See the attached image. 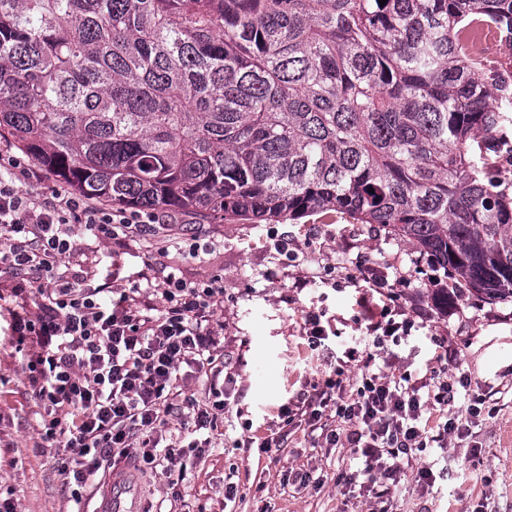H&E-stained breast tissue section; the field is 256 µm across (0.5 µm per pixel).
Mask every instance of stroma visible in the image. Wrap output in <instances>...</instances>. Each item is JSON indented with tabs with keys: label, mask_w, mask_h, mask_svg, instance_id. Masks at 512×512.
I'll list each match as a JSON object with an SVG mask.
<instances>
[{
	"label": "stroma",
	"mask_w": 512,
	"mask_h": 512,
	"mask_svg": "<svg viewBox=\"0 0 512 512\" xmlns=\"http://www.w3.org/2000/svg\"><path fill=\"white\" fill-rule=\"evenodd\" d=\"M208 243L196 258L179 260L185 278L224 279V360L238 375L235 399L224 413V436L186 463L138 478L145 512H512V302L462 290L448 307L433 296L442 274L413 244L376 224L307 216L280 224L201 220ZM66 231L76 244L69 267L88 259L111 264L112 245L79 224ZM182 225L150 238L132 235L125 245L119 287L145 266L177 257ZM287 236L292 253L276 252L272 238ZM381 275L392 295L395 320L411 327L397 339L374 345L360 305L364 271ZM306 288L296 290L295 279ZM324 313L332 330L325 346L310 350L304 336L307 312ZM8 312L0 311V503L11 512H75L77 499L99 498V481L82 491L67 483L63 468L71 449L42 440L43 407L32 394L28 370L16 354ZM453 350L435 361L434 337ZM372 352L371 364L350 357ZM395 366L411 379L455 382L486 394L493 413L469 416L463 395L451 412L460 434L446 447L428 448L401 462L399 481L378 498L379 476L362 475L351 449L315 442L301 427L288 429L282 447L266 453L247 440L276 428L277 413L297 391L323 382L336 368L347 381ZM310 471L308 487L286 482L291 469ZM431 481H423L421 469ZM236 485L225 501L226 483Z\"/></svg>",
	"instance_id": "obj_1"
}]
</instances>
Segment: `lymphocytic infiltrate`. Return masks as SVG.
<instances>
[{
  "label": "lymphocytic infiltrate",
  "mask_w": 512,
  "mask_h": 512,
  "mask_svg": "<svg viewBox=\"0 0 512 512\" xmlns=\"http://www.w3.org/2000/svg\"><path fill=\"white\" fill-rule=\"evenodd\" d=\"M44 178L11 145L0 147V301L8 304L15 350L27 359L29 386L48 407L44 441L73 449L77 461L67 476L79 487L114 460L154 470L196 451L203 436L218 435L236 385L234 371L216 359L224 346L219 278L190 281L168 264L128 288L107 277L95 282L88 271L64 276L74 244L63 225L81 224L112 241L117 271L130 232L156 234L178 218L115 210L59 190L36 200L20 186ZM184 365L209 371L208 402L179 386ZM454 399L448 383H416L389 370L363 376L351 390L343 379L327 378L282 405L278 417L282 426L302 422L321 432L330 447L358 449L362 473L389 481L401 460L457 430L453 417L432 439L421 427L427 411ZM173 422L187 433L186 447L164 444Z\"/></svg>",
  "instance_id": "f902f5d3"
}]
</instances>
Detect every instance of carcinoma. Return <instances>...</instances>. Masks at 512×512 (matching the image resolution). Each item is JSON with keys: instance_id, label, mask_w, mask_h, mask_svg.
Here are the masks:
<instances>
[{"instance_id": "carcinoma-1", "label": "carcinoma", "mask_w": 512, "mask_h": 512, "mask_svg": "<svg viewBox=\"0 0 512 512\" xmlns=\"http://www.w3.org/2000/svg\"><path fill=\"white\" fill-rule=\"evenodd\" d=\"M512 0H0V133L124 208L378 224L512 302ZM374 192H369V189Z\"/></svg>"}]
</instances>
